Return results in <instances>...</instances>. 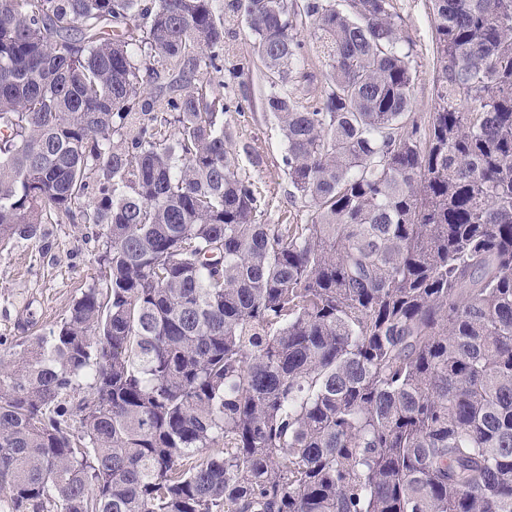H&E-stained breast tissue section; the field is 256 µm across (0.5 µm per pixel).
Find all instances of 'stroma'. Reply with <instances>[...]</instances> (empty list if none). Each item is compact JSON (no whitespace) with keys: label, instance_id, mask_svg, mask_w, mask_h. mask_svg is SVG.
Here are the masks:
<instances>
[{"label":"stroma","instance_id":"1","mask_svg":"<svg viewBox=\"0 0 512 512\" xmlns=\"http://www.w3.org/2000/svg\"><path fill=\"white\" fill-rule=\"evenodd\" d=\"M414 74L412 111L427 120L434 107L436 43L431 0H393ZM298 37L305 60L291 87L300 103L321 97L327 61L309 29ZM224 125L240 170L254 181L266 200L264 224H304L312 207L295 196L283 163L285 146L276 120L266 111L269 75L244 19L224 18ZM100 229L93 224H49L37 241L0 248V337L20 343L48 331L68 313L75 298L100 275L95 261Z\"/></svg>","mask_w":512,"mask_h":512}]
</instances>
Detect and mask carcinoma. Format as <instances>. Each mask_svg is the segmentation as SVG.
I'll return each instance as SVG.
<instances>
[{"label":"carcinoma","instance_id":"carcinoma-1","mask_svg":"<svg viewBox=\"0 0 512 512\" xmlns=\"http://www.w3.org/2000/svg\"><path fill=\"white\" fill-rule=\"evenodd\" d=\"M218 2L0 0V246L102 227L60 324L0 340V512H512V0H431L425 124L392 0ZM226 11L306 224L231 150ZM298 37L304 43L305 60L291 91L302 105L310 106L321 98L327 61L321 52L320 43L311 35L309 28H300Z\"/></svg>","mask_w":512,"mask_h":512}]
</instances>
